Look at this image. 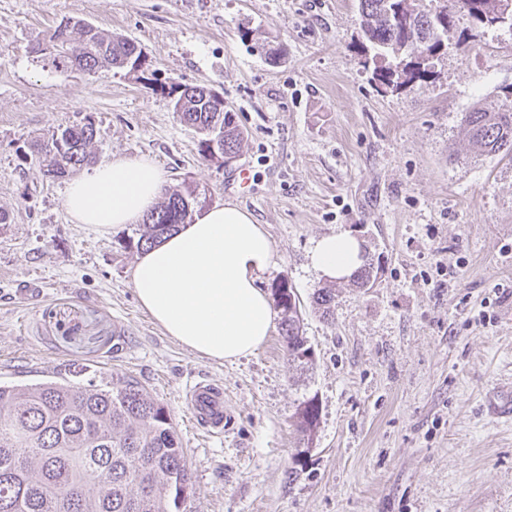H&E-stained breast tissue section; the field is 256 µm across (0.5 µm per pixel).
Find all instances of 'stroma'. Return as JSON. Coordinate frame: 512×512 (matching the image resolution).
Wrapping results in <instances>:
<instances>
[{
	"instance_id": "stroma-1",
	"label": "stroma",
	"mask_w": 512,
	"mask_h": 512,
	"mask_svg": "<svg viewBox=\"0 0 512 512\" xmlns=\"http://www.w3.org/2000/svg\"><path fill=\"white\" fill-rule=\"evenodd\" d=\"M135 41L134 74L60 71L29 51L63 20ZM427 79L384 89L361 55L358 0H0V383L82 363L133 377L169 411L191 473L187 512H512V158L482 155L461 121L512 85V32L454 16ZM264 44L284 45L270 62ZM223 94L246 140L236 166L202 159L159 82ZM92 118L96 162L150 158L168 185L233 203L269 234L313 364L297 372L278 332L229 363L200 357L140 307L131 224L73 223L67 179L35 141ZM359 237L372 287L310 264L322 236ZM335 289L334 318L312 296ZM220 387L222 435L190 419L188 386ZM314 399L312 441L295 426Z\"/></svg>"
}]
</instances>
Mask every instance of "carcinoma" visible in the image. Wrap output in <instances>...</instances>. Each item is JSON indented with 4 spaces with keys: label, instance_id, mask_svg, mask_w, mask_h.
<instances>
[{
    "label": "carcinoma",
    "instance_id": "1",
    "mask_svg": "<svg viewBox=\"0 0 512 512\" xmlns=\"http://www.w3.org/2000/svg\"><path fill=\"white\" fill-rule=\"evenodd\" d=\"M423 9L418 0H359L364 52L372 53L374 74L399 88L402 75L392 63L409 59L404 69L424 68L440 54L443 37L461 5L472 21L491 28L500 0H434ZM33 48L37 61L56 69L95 73L101 68L134 72L124 65L143 55L133 41L106 37L94 26L63 20ZM179 121L200 134L199 154L229 165L240 154L244 131L233 112H218L210 90L171 82L161 86ZM464 123L480 153L512 154V87L502 89L495 111L474 108ZM97 136L86 118L57 129L36 152L44 172L64 178L92 161ZM199 192L190 185L165 190L162 201L143 224L138 239L126 247L145 250L191 218ZM280 310V336L297 370L312 365L303 336L302 315L286 278L272 284ZM332 290L320 288L313 301L323 318L331 317ZM58 380L25 385L0 384V512H181L191 485L181 443L170 414L134 379L117 385L105 378H76L87 368L68 370ZM319 410L312 399L296 414L302 440L312 439Z\"/></svg>",
    "mask_w": 512,
    "mask_h": 512
}]
</instances>
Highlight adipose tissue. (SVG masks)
Listing matches in <instances>:
<instances>
[{
    "mask_svg": "<svg viewBox=\"0 0 512 512\" xmlns=\"http://www.w3.org/2000/svg\"><path fill=\"white\" fill-rule=\"evenodd\" d=\"M165 185L147 158L115 159L72 179L64 207L74 223L96 233L142 223ZM262 225L238 205H216L139 256L132 283L141 308L164 333L196 354L223 362L254 352L274 327L259 281L274 264ZM365 261L360 241L342 232L321 237L312 267L343 281Z\"/></svg>",
    "mask_w": 512,
    "mask_h": 512,
    "instance_id": "1",
    "label": "adipose tissue"
}]
</instances>
